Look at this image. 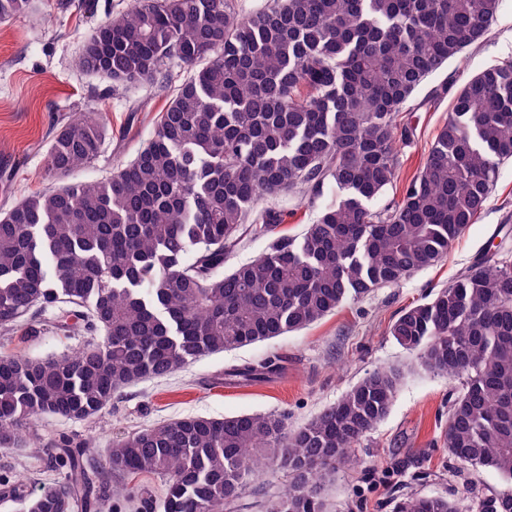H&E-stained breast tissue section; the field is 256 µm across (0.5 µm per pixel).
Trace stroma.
I'll return each instance as SVG.
<instances>
[{
    "label": "stroma",
    "mask_w": 512,
    "mask_h": 512,
    "mask_svg": "<svg viewBox=\"0 0 512 512\" xmlns=\"http://www.w3.org/2000/svg\"><path fill=\"white\" fill-rule=\"evenodd\" d=\"M132 0H33L26 14L0 22V213L27 196L53 186L46 152L56 128L72 116L90 113L106 128L103 152L94 164L71 171L67 182L110 175L149 142L157 122L187 79L185 69L170 64L164 82L127 90L84 71L83 46L108 17L130 8ZM512 61V0H500L497 18L485 40L448 62L416 91L398 122L405 134L397 144L400 168L388 189L372 201V210L400 199L421 171L428 152L448 119L449 85L462 84L494 65ZM336 192L322 196L293 190L263 198L262 206L282 215L279 230L301 236ZM512 260V160L498 170L485 208L437 264L416 271L397 285L379 288L348 301L308 328L261 343L198 358L161 378H146L122 389L110 407L84 421L47 417L35 431L42 449H0V478L22 481L27 492L63 481L65 470L52 457V442L67 438L91 443L86 461L97 512H162L163 480L141 475L121 491H104L103 466L113 439L158 423L184 417L221 419L239 414H275L294 430L336 401L367 373L379 368L401 372L388 414L367 433L324 484L327 512H396L407 494L444 496L474 505L477 496L507 490L495 472L475 470L448 457L440 442L448 402L460 379L437 375L420 366L390 334L405 308L428 302L472 264L489 241ZM47 309L30 336L0 330V348L30 357L56 356L87 343L83 332H53ZM278 359L284 372L271 381L218 384L214 378L233 365ZM288 473L264 467L249 477L224 512H267L285 490Z\"/></svg>",
    "instance_id": "35a3bbf8"
}]
</instances>
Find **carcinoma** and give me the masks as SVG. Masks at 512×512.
I'll return each mask as SVG.
<instances>
[{
  "label": "carcinoma",
  "instance_id": "obj_1",
  "mask_svg": "<svg viewBox=\"0 0 512 512\" xmlns=\"http://www.w3.org/2000/svg\"><path fill=\"white\" fill-rule=\"evenodd\" d=\"M500 0H275L245 18L232 0H135L101 22L80 57L117 86L155 81L176 61L189 79L152 139L105 179L36 192L0 214V327L46 308L59 331L99 337L61 356L0 349V448H16L46 416L87 420L119 389L164 377L205 355L302 330L348 300L437 263L489 199L512 159V62L456 87L422 170L377 212L399 168L397 118L420 84L493 25ZM31 0H0V20ZM103 123L63 125L47 153L62 177L93 164ZM336 187V201L296 239L264 196ZM266 252L224 272L244 235ZM390 334L426 370L463 376L443 444L463 465L512 483V263L482 252ZM277 360L232 366L222 379L268 381ZM401 373L367 374L335 404L290 431L281 418L241 414L170 420L112 440L113 477L163 479V512H224L267 462L291 480L270 512H324L321 487L388 413ZM65 481L22 512L92 508L85 450L56 445ZM396 512H460L410 495ZM476 512H512V492Z\"/></svg>",
  "mask_w": 512,
  "mask_h": 512
}]
</instances>
